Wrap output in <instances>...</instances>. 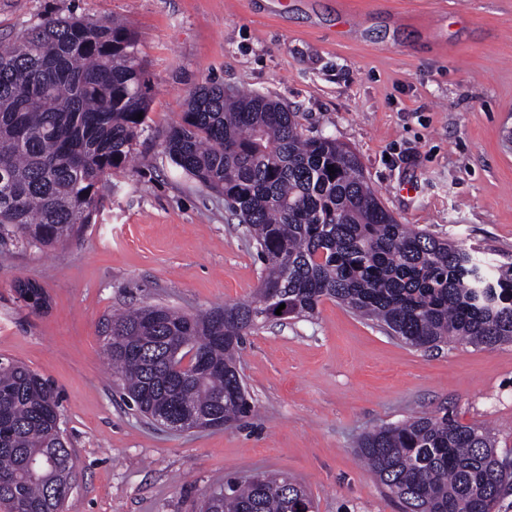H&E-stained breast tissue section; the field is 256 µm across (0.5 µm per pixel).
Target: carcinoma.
Returning a JSON list of instances; mask_svg holds the SVG:
<instances>
[{
    "label": "carcinoma",
    "instance_id": "1",
    "mask_svg": "<svg viewBox=\"0 0 512 512\" xmlns=\"http://www.w3.org/2000/svg\"><path fill=\"white\" fill-rule=\"evenodd\" d=\"M135 46L125 26L76 16L46 17L0 42V244L49 250L92 223L99 184L128 161L148 110ZM164 150L224 195L263 272L247 302L196 313L145 305L105 319L108 363L141 413L163 409L177 420L190 408L227 426L246 417L252 404L237 360L246 337L272 321L268 290L290 319L332 299L427 350L512 343V266L492 277L474 249L400 223L356 155L334 138L305 135L281 103L199 86ZM17 287L42 308L40 285ZM60 416L49 381L0 358L6 512H63L74 462ZM356 453L402 512H500L512 493V462L498 457L490 434L444 408L366 433ZM311 506L301 483L276 475L264 484L226 481L204 512Z\"/></svg>",
    "mask_w": 512,
    "mask_h": 512
}]
</instances>
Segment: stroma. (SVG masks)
Returning <instances> with one entry per match:
<instances>
[{
	"mask_svg": "<svg viewBox=\"0 0 512 512\" xmlns=\"http://www.w3.org/2000/svg\"><path fill=\"white\" fill-rule=\"evenodd\" d=\"M121 19L149 107L102 206L56 249L0 245V357L48 379L77 460L64 512H200L228 479L302 482L315 512H400L361 465L358 438L419 411L486 426L512 460V344L428 351L345 306L248 336L252 411L171 431L123 400L105 318L250 300L263 266L223 195L165 153L188 94L211 83L269 96L303 131L346 145L400 223L512 263V0H0V40L44 17ZM40 285L46 309L15 292Z\"/></svg>",
	"mask_w": 512,
	"mask_h": 512,
	"instance_id": "1",
	"label": "stroma"
}]
</instances>
